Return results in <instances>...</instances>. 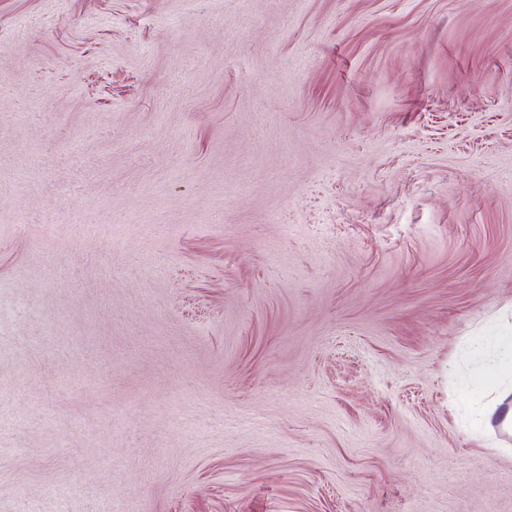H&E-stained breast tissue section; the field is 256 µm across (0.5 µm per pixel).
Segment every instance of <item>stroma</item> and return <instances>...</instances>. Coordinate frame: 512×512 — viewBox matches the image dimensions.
Segmentation results:
<instances>
[{
  "label": "stroma",
  "instance_id": "obj_1",
  "mask_svg": "<svg viewBox=\"0 0 512 512\" xmlns=\"http://www.w3.org/2000/svg\"><path fill=\"white\" fill-rule=\"evenodd\" d=\"M511 332L512 0H0V512H512Z\"/></svg>",
  "mask_w": 512,
  "mask_h": 512
}]
</instances>
